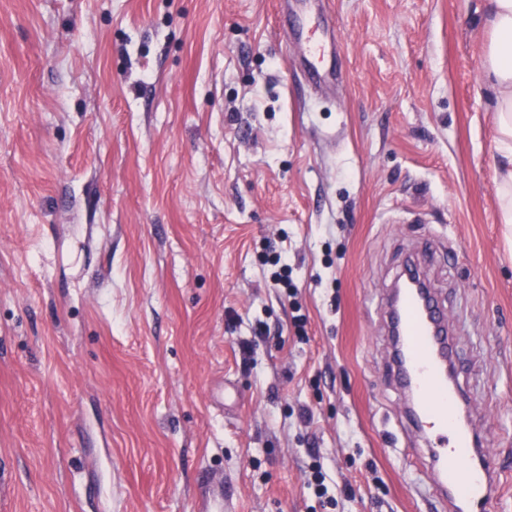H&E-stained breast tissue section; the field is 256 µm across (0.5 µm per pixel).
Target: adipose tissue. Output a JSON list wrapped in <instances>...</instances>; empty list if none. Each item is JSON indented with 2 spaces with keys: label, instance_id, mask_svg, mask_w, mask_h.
Returning a JSON list of instances; mask_svg holds the SVG:
<instances>
[{
  "label": "adipose tissue",
  "instance_id": "ef3b65f1",
  "mask_svg": "<svg viewBox=\"0 0 512 512\" xmlns=\"http://www.w3.org/2000/svg\"><path fill=\"white\" fill-rule=\"evenodd\" d=\"M485 28L489 41L483 79L496 114L501 218L512 224V0H490Z\"/></svg>",
  "mask_w": 512,
  "mask_h": 512
}]
</instances>
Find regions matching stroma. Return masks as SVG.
<instances>
[{
    "mask_svg": "<svg viewBox=\"0 0 512 512\" xmlns=\"http://www.w3.org/2000/svg\"><path fill=\"white\" fill-rule=\"evenodd\" d=\"M487 7L325 0V96L279 0H0V512H198L208 476L237 512H448L387 326L427 242L512 512Z\"/></svg>",
    "mask_w": 512,
    "mask_h": 512,
    "instance_id": "stroma-1",
    "label": "stroma"
}]
</instances>
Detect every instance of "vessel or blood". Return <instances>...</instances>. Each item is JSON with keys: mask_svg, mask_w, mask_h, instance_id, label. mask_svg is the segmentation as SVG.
Returning a JSON list of instances; mask_svg holds the SVG:
<instances>
[{"mask_svg": "<svg viewBox=\"0 0 512 512\" xmlns=\"http://www.w3.org/2000/svg\"><path fill=\"white\" fill-rule=\"evenodd\" d=\"M279 14L282 27L302 44L306 83L316 89L335 85L341 34L325 24L318 0H280ZM397 318L407 365L399 378L413 392L412 421L431 428L433 484L448 494L452 512H492L498 491L494 459L459 423L460 387L448 383L439 359L452 349L444 311L436 300L424 303L406 293L398 301Z\"/></svg>", "mask_w": 512, "mask_h": 512, "instance_id": "1", "label": "vessel or blood"}]
</instances>
